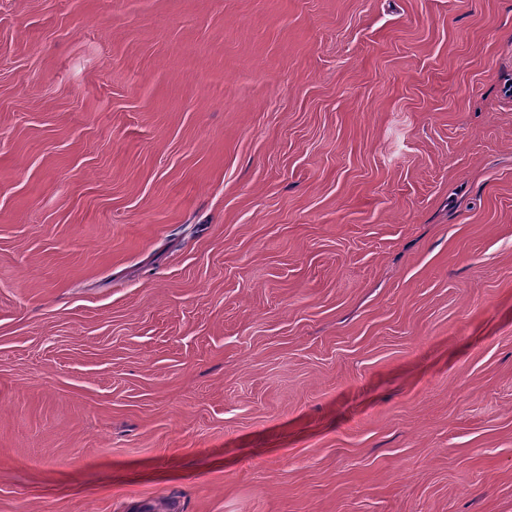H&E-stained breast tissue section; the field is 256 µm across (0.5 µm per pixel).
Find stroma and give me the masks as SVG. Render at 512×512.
<instances>
[{"mask_svg":"<svg viewBox=\"0 0 512 512\" xmlns=\"http://www.w3.org/2000/svg\"><path fill=\"white\" fill-rule=\"evenodd\" d=\"M512 0H0V512H512Z\"/></svg>","mask_w":512,"mask_h":512,"instance_id":"obj_1","label":"stroma"}]
</instances>
